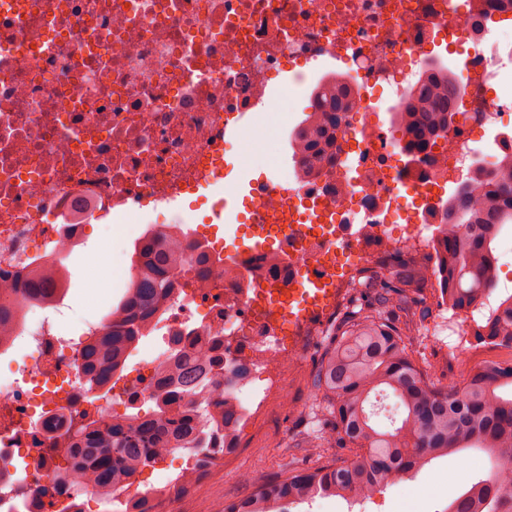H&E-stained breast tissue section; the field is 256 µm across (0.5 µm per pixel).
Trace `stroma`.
Instances as JSON below:
<instances>
[{
    "label": "stroma",
    "mask_w": 512,
    "mask_h": 512,
    "mask_svg": "<svg viewBox=\"0 0 512 512\" xmlns=\"http://www.w3.org/2000/svg\"><path fill=\"white\" fill-rule=\"evenodd\" d=\"M236 169L248 179L280 178L284 175L287 155L281 142L267 138L257 154L233 151ZM133 240L128 234L106 231L101 220L86 226L83 247L69 255L65 264L70 272L69 311L63 324L73 332L84 322L105 311L92 306L84 287L86 264L99 257L110 286L107 302L121 300L129 282V252ZM436 281L419 288L417 311L424 317L407 342L419 364L429 365L432 381L439 386L462 385L469 373L481 366L483 358L503 364L512 362V349L477 340L474 331L483 324L485 311L459 313L439 301ZM325 332H318L300 349L288 351V391L286 403L268 410L261 417L243 422L240 440L243 449L235 456L211 466L210 478L184 493L159 491L157 512H198L200 503H209L213 512H222L225 501L251 496L269 481L286 478L288 473L315 466L316 460L299 448V438L320 432L329 425L325 400L311 389L316 361L325 346ZM487 457L471 448L432 460L412 478L383 486L371 499L349 505L338 496L315 498L294 505L292 512H444L448 503L468 483L484 479Z\"/></svg>",
    "instance_id": "1"
}]
</instances>
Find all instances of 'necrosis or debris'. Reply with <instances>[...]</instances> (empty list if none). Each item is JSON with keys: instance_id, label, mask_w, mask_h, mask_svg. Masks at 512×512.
Returning <instances> with one entry per match:
<instances>
[{"instance_id": "necrosis-or-debris-1", "label": "necrosis or debris", "mask_w": 512, "mask_h": 512, "mask_svg": "<svg viewBox=\"0 0 512 512\" xmlns=\"http://www.w3.org/2000/svg\"><path fill=\"white\" fill-rule=\"evenodd\" d=\"M512 0H0V305L25 315L0 342V466L24 458L19 481L0 480V512H97L95 487L58 479L45 422L60 410L95 407L112 420L111 398L82 370V340L63 332L67 310L24 302L32 268L73 250L84 236L65 221L79 199L95 216L142 224L147 207L194 195L201 171L226 172L230 116L270 102L289 73L315 93L310 62H332L351 88L348 110L312 173L294 168L291 187L254 181L251 224L271 249L224 257L219 242L181 233L182 263L161 322L167 335L217 329L226 364L218 377L243 415L261 412L281 385L255 391L231 364L250 348L270 366L304 335L298 282L315 274L335 310L359 258L396 247L427 252L443 221L447 185L497 166L512 136V40L500 20ZM460 67L470 125L495 130L492 145L466 133L436 138L423 160L406 159L395 132L432 64ZM389 110L383 122L381 110ZM391 224L409 234L395 245Z\"/></svg>"}]
</instances>
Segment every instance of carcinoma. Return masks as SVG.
I'll return each mask as SVG.
<instances>
[{
	"label": "carcinoma",
	"instance_id": "obj_1",
	"mask_svg": "<svg viewBox=\"0 0 512 512\" xmlns=\"http://www.w3.org/2000/svg\"><path fill=\"white\" fill-rule=\"evenodd\" d=\"M347 94L344 84L328 83L314 111L291 135L290 146L304 152L306 165L316 166L328 151ZM458 100L447 67L419 86L413 112L401 127L410 151H425L436 133L458 132L453 127ZM475 175L477 183L458 188L448 198L444 223L437 227L435 263L420 264L397 253L386 267L363 269L354 284L357 292L331 326L312 387L330 398L327 412L332 425L302 441L301 447L311 456H320L327 448L351 447L362 454L346 465L327 463L265 484L258 496L232 504L229 512H269L257 507L261 500L295 503L326 494L367 499L431 460L467 448L483 449L495 461V476L471 483L448 504V512H512V463L502 461L504 452L512 449V397L497 394L512 386V366L486 365L460 387H438L406 343L417 325L414 317L400 326L391 320L393 308L411 303L415 290L431 278L451 309L467 314L485 306L496 280L498 231L512 220V154L503 155L493 170L476 168ZM175 263L157 234L139 241L135 274L112 309L108 332L87 341L83 349L84 367L99 387H111L140 339L157 325ZM42 278L41 273L32 276L26 299L44 303L59 294L58 288L44 287ZM379 281L389 293L363 304V289ZM476 336L512 348V294L489 311ZM222 369L224 358L187 345L184 336L169 337L168 362L161 368V385L148 412L105 427L86 411L78 418L59 413L52 419L47 428L50 450H62L68 464L59 478L78 469L88 473L100 491H113L178 450L189 451L196 463L211 460L204 428L215 431L222 423L225 432L234 434L241 421L228 403L210 408L208 387ZM381 393L392 394L402 408L400 418H390L388 428L378 426L375 411L368 409L371 396Z\"/></svg>",
	"mask_w": 512,
	"mask_h": 512
}]
</instances>
